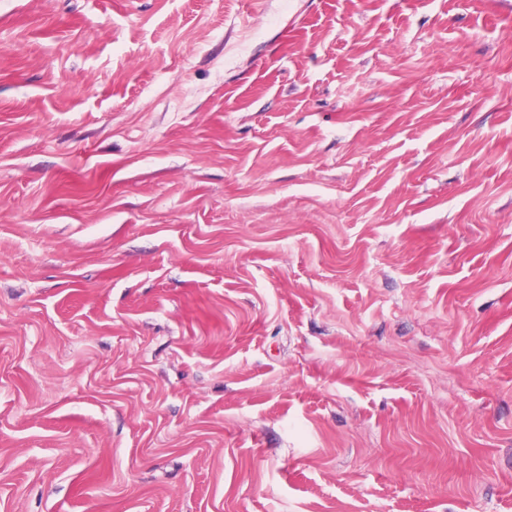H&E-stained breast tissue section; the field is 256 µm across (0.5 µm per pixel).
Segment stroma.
Segmentation results:
<instances>
[{
    "label": "stroma",
    "mask_w": 512,
    "mask_h": 512,
    "mask_svg": "<svg viewBox=\"0 0 512 512\" xmlns=\"http://www.w3.org/2000/svg\"><path fill=\"white\" fill-rule=\"evenodd\" d=\"M0 512H512V0H0Z\"/></svg>",
    "instance_id": "35a3bbf8"
}]
</instances>
